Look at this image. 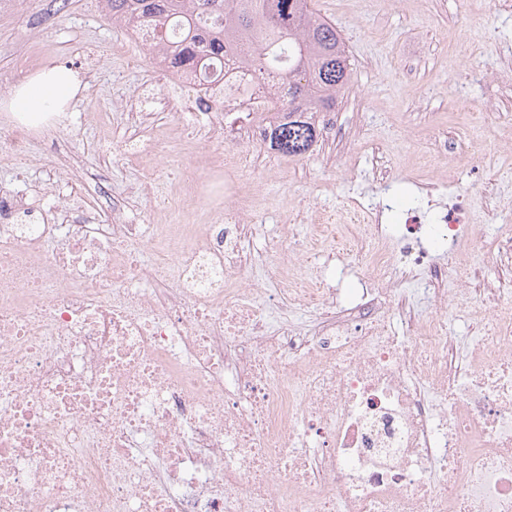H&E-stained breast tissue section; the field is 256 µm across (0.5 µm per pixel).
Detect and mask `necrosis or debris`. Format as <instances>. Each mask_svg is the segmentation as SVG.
Returning <instances> with one entry per match:
<instances>
[{"label":"necrosis or debris","instance_id":"4bbe7bcc","mask_svg":"<svg viewBox=\"0 0 512 512\" xmlns=\"http://www.w3.org/2000/svg\"><path fill=\"white\" fill-rule=\"evenodd\" d=\"M157 75L191 88L187 125L211 126L219 95L245 116L212 223L0 189V512H512V290L449 287L452 216L407 225L404 261L347 214L365 227L344 241L367 274L354 293L284 272L274 293L243 287L257 261L239 147L278 102L239 62L220 84ZM416 268L428 314L403 286ZM277 296L311 322L275 314ZM452 300L474 301L475 335H449Z\"/></svg>","mask_w":512,"mask_h":512}]
</instances>
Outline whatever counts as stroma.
<instances>
[{
    "label": "stroma",
    "mask_w": 512,
    "mask_h": 512,
    "mask_svg": "<svg viewBox=\"0 0 512 512\" xmlns=\"http://www.w3.org/2000/svg\"><path fill=\"white\" fill-rule=\"evenodd\" d=\"M313 7L335 25L351 62L349 86L334 111L337 131L356 128L361 138L347 146L322 130L301 157L262 141L245 152L242 174L253 187L258 215L247 246L262 262L255 274L259 287H273V270L291 258L297 277L311 278L299 262L310 243L306 222L296 218L301 210L334 222L361 207L379 211L380 223L399 225L412 214L418 223L433 224L449 209L473 239L512 237V96L500 94L512 74L499 75L501 58L512 56V8L495 0H469L464 8L458 0H399L384 12L375 11L372 0H313ZM50 62L79 72L85 84L68 106L73 124L35 137L33 158L22 168L0 166V185L28 194L48 181L66 147L76 157L85 206H104L105 189L123 196L125 223H147L163 200L166 223H182L180 170L192 164L209 171L225 149V127L239 124L238 114L196 136L184 134L178 107L143 88L154 71L151 51L105 16L98 0H69L61 12L53 0H0V100L19 77ZM408 65L416 69L415 80L406 77ZM136 90L145 100V130L164 147L152 160L130 155L134 130L124 112ZM418 94L430 98L429 111L413 109ZM488 101L499 112L466 115V107ZM444 133L457 159L417 169V153ZM476 134L487 147L477 169L465 155ZM377 159L390 169L389 179L373 178ZM289 218L294 224L287 240Z\"/></svg>",
    "instance_id": "1"
}]
</instances>
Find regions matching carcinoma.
Listing matches in <instances>:
<instances>
[{"label":"carcinoma","mask_w":512,"mask_h":512,"mask_svg":"<svg viewBox=\"0 0 512 512\" xmlns=\"http://www.w3.org/2000/svg\"><path fill=\"white\" fill-rule=\"evenodd\" d=\"M112 21L153 28L151 51L193 72L209 62L224 72V42L240 45L243 62L268 90L287 88L284 118L264 131L271 147L304 155L316 143L314 117L336 107L350 78L349 56L336 27L311 0H100Z\"/></svg>","instance_id":"carcinoma-1"}]
</instances>
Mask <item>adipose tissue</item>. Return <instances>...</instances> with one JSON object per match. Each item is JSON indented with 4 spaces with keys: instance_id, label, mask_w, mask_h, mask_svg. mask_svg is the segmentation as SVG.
<instances>
[{
    "instance_id": "adipose-tissue-1",
    "label": "adipose tissue",
    "mask_w": 512,
    "mask_h": 512,
    "mask_svg": "<svg viewBox=\"0 0 512 512\" xmlns=\"http://www.w3.org/2000/svg\"><path fill=\"white\" fill-rule=\"evenodd\" d=\"M85 85L78 72L56 63L44 65L37 73L17 83L0 107L11 117L38 126L42 115L61 111Z\"/></svg>"
}]
</instances>
